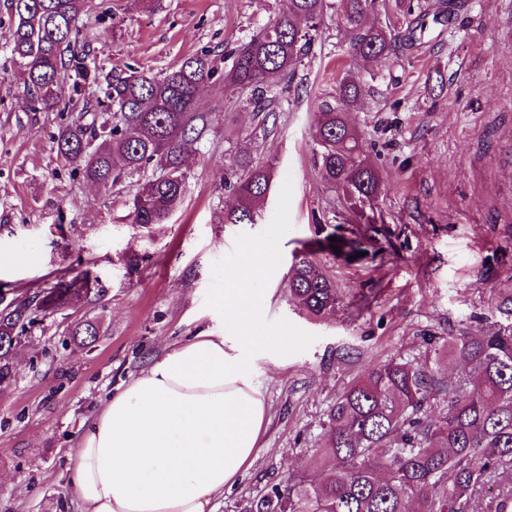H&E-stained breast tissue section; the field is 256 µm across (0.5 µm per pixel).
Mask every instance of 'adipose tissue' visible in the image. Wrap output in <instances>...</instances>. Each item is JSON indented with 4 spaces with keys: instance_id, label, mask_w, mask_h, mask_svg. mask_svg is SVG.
I'll return each instance as SVG.
<instances>
[{
    "instance_id": "1",
    "label": "adipose tissue",
    "mask_w": 512,
    "mask_h": 512,
    "mask_svg": "<svg viewBox=\"0 0 512 512\" xmlns=\"http://www.w3.org/2000/svg\"><path fill=\"white\" fill-rule=\"evenodd\" d=\"M272 263L264 243H247L216 299L232 334L172 345L96 411L70 458L83 512H212L251 465L267 416L252 284ZM262 347L277 354L288 339Z\"/></svg>"
}]
</instances>
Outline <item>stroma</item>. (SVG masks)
Masks as SVG:
<instances>
[{"label": "stroma", "mask_w": 512, "mask_h": 512, "mask_svg": "<svg viewBox=\"0 0 512 512\" xmlns=\"http://www.w3.org/2000/svg\"><path fill=\"white\" fill-rule=\"evenodd\" d=\"M451 26L429 23L387 60H353L335 7L312 49L278 92L275 126L214 77L199 92L211 116L194 145L187 193L167 223L129 213L135 180L98 188L56 156L60 112L30 111L10 56L11 20L0 5V256L37 248L33 267L0 266V288L19 297L90 270L100 295L27 330L13 377L0 387V512H80L69 458L97 407L167 347L231 327L215 295L248 241L274 242L276 259L254 282L268 294L262 335L287 351L260 357L268 408L252 465L214 502L246 500L307 471L327 413L344 387L392 359L437 368L449 337L512 326L496 299L512 293V0H463ZM283 0H103L81 13L78 39L103 70L156 76L207 51L218 66ZM365 90L349 114L385 191L351 206L313 163L312 125L341 79ZM238 152L269 162L274 180L256 224H228L235 197L224 171ZM352 243L354 255L329 247ZM311 251L344 305L315 320L290 300L284 278L296 251ZM94 344L73 340L81 321Z\"/></svg>", "instance_id": "obj_1"}]
</instances>
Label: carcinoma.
<instances>
[{
  "label": "carcinoma",
  "mask_w": 512,
  "mask_h": 512,
  "mask_svg": "<svg viewBox=\"0 0 512 512\" xmlns=\"http://www.w3.org/2000/svg\"><path fill=\"white\" fill-rule=\"evenodd\" d=\"M379 6V0L339 3L349 51L365 61L387 59L397 42H411L424 29L426 13L415 12L414 0H396L404 25L397 33L370 21ZM5 7L14 19L11 53L32 110H69L70 102L57 93L66 80L76 92L95 86L112 110L110 122L87 123L81 113L59 126L57 157L104 189L144 174L133 195L132 223H166L183 201L192 146L207 126L198 92L217 72L215 60L203 52L193 55L160 79L138 71L105 73L90 67L75 28L79 12L99 7L95 0H5ZM326 8L327 0H286L234 51L224 69V90L247 93L253 111L271 115L273 87L293 79ZM362 94L358 84L344 80L338 105L318 107L313 141L324 183L348 199L373 203L383 193V181L366 161L365 138L348 121ZM272 181L271 166L250 153L235 155L225 186L237 204L224 211V223H258L257 206ZM287 281L290 298L315 319L335 316L342 305L335 285L308 252L293 257ZM96 282L86 270L39 291L35 308L0 303V342L65 309L77 293H99ZM97 334L88 321L72 330L85 345ZM443 353L448 364L461 366L448 381L403 360L377 365L352 381L327 414L311 473L272 485L242 512H470L480 495L484 512H512V483L502 479L504 470H512V328L450 336ZM13 359L8 340L0 345V384L11 378ZM437 392L447 408L439 422L427 415Z\"/></svg>",
  "instance_id": "obj_1"
}]
</instances>
